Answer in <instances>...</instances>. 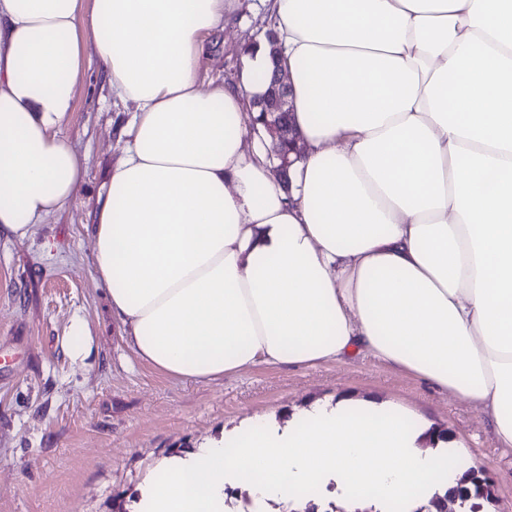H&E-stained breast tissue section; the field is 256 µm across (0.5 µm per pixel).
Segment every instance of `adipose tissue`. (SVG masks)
Wrapping results in <instances>:
<instances>
[{
  "mask_svg": "<svg viewBox=\"0 0 512 512\" xmlns=\"http://www.w3.org/2000/svg\"><path fill=\"white\" fill-rule=\"evenodd\" d=\"M280 50L199 85L232 0H0V231L26 238L83 178L61 137L89 66L130 118L93 264L138 359L172 379L366 355L473 403L512 447V0H269ZM290 73L289 188L245 95ZM455 442L347 401L157 465L135 512H224V487L384 503L444 491Z\"/></svg>",
  "mask_w": 512,
  "mask_h": 512,
  "instance_id": "obj_1",
  "label": "adipose tissue"
}]
</instances>
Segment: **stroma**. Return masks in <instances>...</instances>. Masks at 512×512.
Segmentation results:
<instances>
[{
	"label": "stroma",
	"instance_id": "obj_1",
	"mask_svg": "<svg viewBox=\"0 0 512 512\" xmlns=\"http://www.w3.org/2000/svg\"><path fill=\"white\" fill-rule=\"evenodd\" d=\"M236 8V24L211 42L203 87L237 78L240 43L271 25L263 0ZM126 120L105 73L86 69L62 130L84 161L80 192L31 236H0V512H129L164 457L256 417L281 427L340 399L389 404L467 448L471 466L497 484L484 512H512V448L497 444L471 404L404 370L357 356L196 381L166 378L137 359L91 257L93 214ZM78 318L93 346L83 361L65 347Z\"/></svg>",
	"mask_w": 512,
	"mask_h": 512
}]
</instances>
